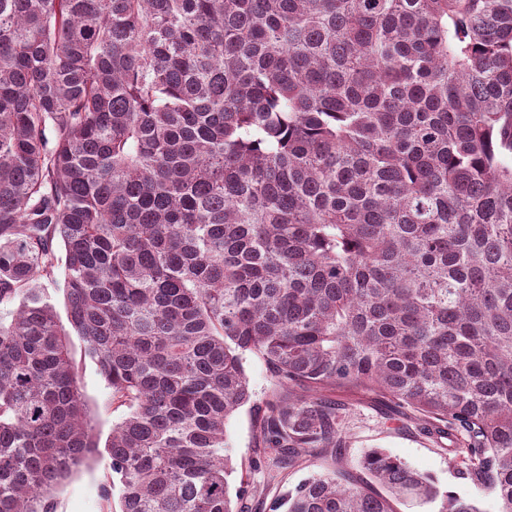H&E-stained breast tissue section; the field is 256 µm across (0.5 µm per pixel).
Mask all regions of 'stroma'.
Returning a JSON list of instances; mask_svg holds the SVG:
<instances>
[{
	"instance_id": "35a3bbf8",
	"label": "stroma",
	"mask_w": 512,
	"mask_h": 512,
	"mask_svg": "<svg viewBox=\"0 0 512 512\" xmlns=\"http://www.w3.org/2000/svg\"><path fill=\"white\" fill-rule=\"evenodd\" d=\"M71 349L80 358L79 340H72ZM78 374L89 417L99 433L108 434L125 411L113 408L110 391L92 362L80 358ZM326 396L345 413L346 436L338 455L311 459L307 464L277 471L272 478L265 467L255 464L249 408H241L228 420V453L235 466L229 484L234 489L243 486L249 490L248 512H271L279 496L311 473L334 468L336 458H343L347 469L357 472L362 454L371 448L384 449L417 472L432 477L440 490L474 498L480 512H499V503L493 496L470 488L459 479L450 462L448 438L426 433L409 411L353 389L330 390ZM105 471V461L94 459L74 471L55 492V512H103L101 485Z\"/></svg>"
}]
</instances>
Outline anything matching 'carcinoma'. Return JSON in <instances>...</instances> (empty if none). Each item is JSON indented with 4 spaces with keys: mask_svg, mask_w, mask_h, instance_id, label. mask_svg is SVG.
<instances>
[{
    "mask_svg": "<svg viewBox=\"0 0 512 512\" xmlns=\"http://www.w3.org/2000/svg\"><path fill=\"white\" fill-rule=\"evenodd\" d=\"M512 0H0V512H247L225 425L338 448L323 391L450 431L512 512ZM64 276L67 324L43 281ZM112 404L88 416L70 338ZM274 509L475 503L382 449ZM245 371L254 392L253 399L261 403L271 387V377L266 366L258 358L248 356L245 364ZM106 461L91 459L57 488L55 512H103L101 485Z\"/></svg>",
    "mask_w": 512,
    "mask_h": 512,
    "instance_id": "obj_1",
    "label": "carcinoma"
}]
</instances>
